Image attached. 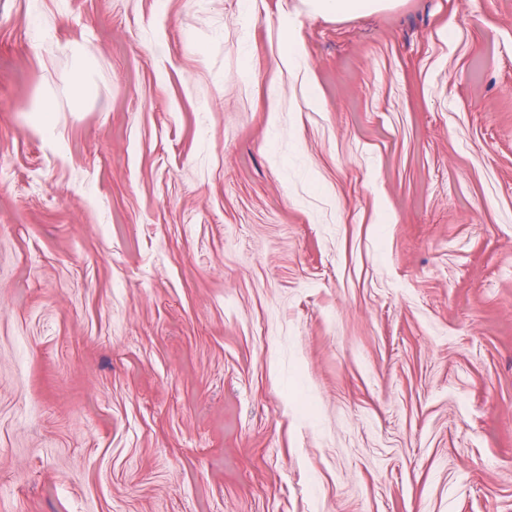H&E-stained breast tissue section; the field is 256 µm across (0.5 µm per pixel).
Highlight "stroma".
<instances>
[{"label":"stroma","mask_w":512,"mask_h":512,"mask_svg":"<svg viewBox=\"0 0 512 512\" xmlns=\"http://www.w3.org/2000/svg\"><path fill=\"white\" fill-rule=\"evenodd\" d=\"M0 512H512V0H0ZM388 0H310L312 13L335 15L336 17H354L378 10Z\"/></svg>","instance_id":"1"}]
</instances>
